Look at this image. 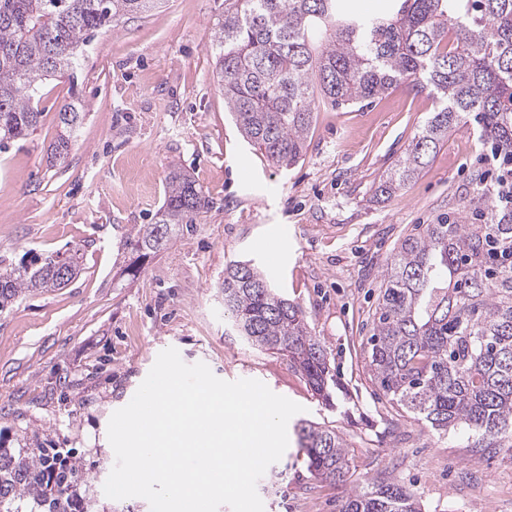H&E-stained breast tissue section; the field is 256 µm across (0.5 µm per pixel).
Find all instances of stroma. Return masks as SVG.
I'll list each match as a JSON object with an SVG mask.
<instances>
[{
  "mask_svg": "<svg viewBox=\"0 0 512 512\" xmlns=\"http://www.w3.org/2000/svg\"><path fill=\"white\" fill-rule=\"evenodd\" d=\"M224 0H168L99 31L77 70L41 91L36 131L0 147V255L81 249L80 275L0 312V438L73 450L94 512H150L103 486L115 463L111 415L158 354L225 381L256 379L302 405V419L343 437L357 473L395 474L423 512H512V452L463 448L399 412L372 380L362 339L386 265L421 225L477 223L484 147L471 128L449 134L396 193L375 189L433 108L398 87L365 105L320 106L306 150L281 168L247 142L224 108L211 35ZM77 96L87 116L64 164L48 156L57 114ZM194 176L211 201L183 236L139 258L126 240L155 223L170 170ZM249 260L299 303L324 342L339 387L312 396L286 357L260 351L224 318V268ZM139 273L129 276L130 264ZM297 442L257 483L264 512H339L343 487L309 489Z\"/></svg>",
  "mask_w": 512,
  "mask_h": 512,
  "instance_id": "1",
  "label": "stroma"
}]
</instances>
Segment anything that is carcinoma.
Wrapping results in <instances>:
<instances>
[{
	"instance_id": "obj_1",
	"label": "carcinoma",
	"mask_w": 512,
	"mask_h": 512,
	"mask_svg": "<svg viewBox=\"0 0 512 512\" xmlns=\"http://www.w3.org/2000/svg\"><path fill=\"white\" fill-rule=\"evenodd\" d=\"M399 8L362 15L350 0H224L212 35L224 102L249 143L279 167L306 147L316 104L376 99L404 85L428 91L435 107L376 192L400 189L434 157L448 134L479 117L480 136L512 155V0H396ZM160 0H0V143L40 124L35 95L72 76L95 34ZM51 158L69 154L86 112H58ZM486 222L426 224L387 265L370 336L373 380L390 401L438 434L467 431L470 448L512 450V211L497 210L488 188ZM209 207L186 171L169 172L155 224L131 240L147 256L176 239ZM55 256L0 259V312L19 298L62 288ZM224 314L261 350L287 357L314 395L332 400L327 351L302 308L270 287L251 261L224 270ZM298 445L316 486L352 484L336 429L300 420ZM69 453L37 444H0V512H91ZM339 512H422L400 479L382 477L348 492Z\"/></svg>"
}]
</instances>
